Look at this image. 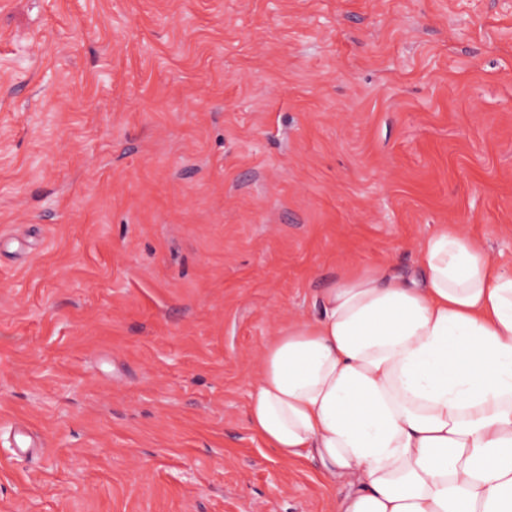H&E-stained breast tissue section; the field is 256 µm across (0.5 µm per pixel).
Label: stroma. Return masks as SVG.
Here are the masks:
<instances>
[{"label":"stroma","instance_id":"1","mask_svg":"<svg viewBox=\"0 0 512 512\" xmlns=\"http://www.w3.org/2000/svg\"><path fill=\"white\" fill-rule=\"evenodd\" d=\"M444 224L512 271V0H0V512H328L254 355Z\"/></svg>","mask_w":512,"mask_h":512}]
</instances>
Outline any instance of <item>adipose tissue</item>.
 <instances>
[{
	"label": "adipose tissue",
	"mask_w": 512,
	"mask_h": 512,
	"mask_svg": "<svg viewBox=\"0 0 512 512\" xmlns=\"http://www.w3.org/2000/svg\"><path fill=\"white\" fill-rule=\"evenodd\" d=\"M257 357L252 430L315 459L332 512H512V273L444 226L410 277L321 289Z\"/></svg>",
	"instance_id": "ef3b65f1"
}]
</instances>
